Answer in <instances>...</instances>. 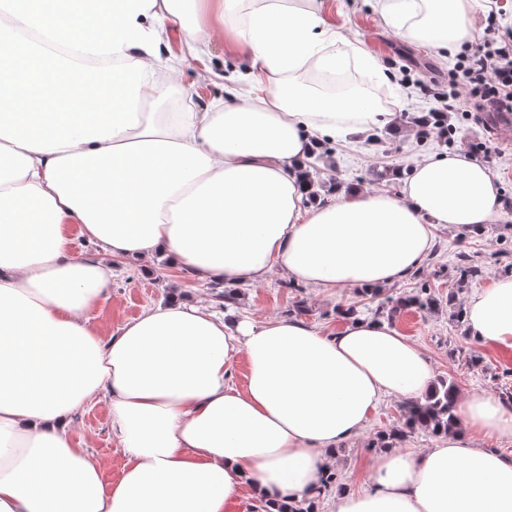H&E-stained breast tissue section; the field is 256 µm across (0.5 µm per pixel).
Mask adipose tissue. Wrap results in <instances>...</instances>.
<instances>
[{"label":"adipose tissue","mask_w":512,"mask_h":512,"mask_svg":"<svg viewBox=\"0 0 512 512\" xmlns=\"http://www.w3.org/2000/svg\"><path fill=\"white\" fill-rule=\"evenodd\" d=\"M473 2L376 7L402 37L452 50L473 36ZM137 21L164 46L180 35L193 58L225 31L248 65L228 75L223 99L169 112L167 61L127 47L118 62L148 72L136 128L49 154L0 138V512H225L247 492L312 498L378 403L432 386L425 352L373 318L329 336L298 319L227 321L175 302L101 338L88 315L113 261L163 251L202 283L254 284L277 269L327 291L380 287L431 251L433 225L500 214L492 174L461 154L420 161L399 195L309 204L303 170L319 136L362 133L380 117L300 83L336 67L317 0H156ZM74 224L102 257L70 256ZM466 319L512 348V277L473 293ZM240 360L241 389L229 381ZM100 396L125 456L109 487L71 429ZM456 414L430 448L371 456L367 489L337 496L333 512H512V456L474 444L512 437V404L473 392Z\"/></svg>","instance_id":"adipose-tissue-1"}]
</instances>
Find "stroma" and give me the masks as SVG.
Returning <instances> with one entry per match:
<instances>
[{"mask_svg": "<svg viewBox=\"0 0 512 512\" xmlns=\"http://www.w3.org/2000/svg\"><path fill=\"white\" fill-rule=\"evenodd\" d=\"M323 13L339 36L391 73V81L380 83L379 88L387 96L385 109L392 117L363 134L337 136L315 153L314 177L320 196H331L336 186L397 195L423 157L460 153L490 170L502 201L501 218L464 230L451 224L434 225L435 243L422 264L384 286L381 295L374 298L357 287L325 294L302 283L290 284L279 272L249 286L231 288L222 281L202 284L187 270L172 268L167 257L157 252L115 266L109 287L89 315L90 323L107 337L145 308L181 299L214 309L218 294L231 289L236 294L232 308L236 317L255 321L291 317L336 332L345 325L338 307L354 305L364 316L390 319L393 327L424 350L435 378L454 381L460 393L511 398L512 349L476 338L467 324L457 321L455 312L465 307L469 294L498 278L512 276V129L502 127L499 112L466 114L449 109L447 101L420 97L415 83L431 79L447 85L458 56L482 43L488 26L502 32L512 28V0H475V36L456 53L403 40L383 22L373 0H323ZM244 64L234 48L218 36L206 54L182 62L178 78L189 88L193 102L202 106L223 95L222 75ZM432 111L447 113L449 123L456 128L452 141L433 135L419 137L415 119ZM469 265L478 267V275L459 282V267ZM423 287L430 288L440 300L435 312L393 311V299L415 294ZM401 406L398 399L381 401L361 435L337 449V479L316 500L315 512H330L336 496L366 488L364 463L375 451L378 434L401 426ZM71 428L76 438L87 443L90 455L102 469L105 485H112L121 475L124 455L109 431L107 401L98 400L75 415Z\"/></svg>", "mask_w": 512, "mask_h": 512, "instance_id": "35a3bbf8", "label": "stroma"}]
</instances>
